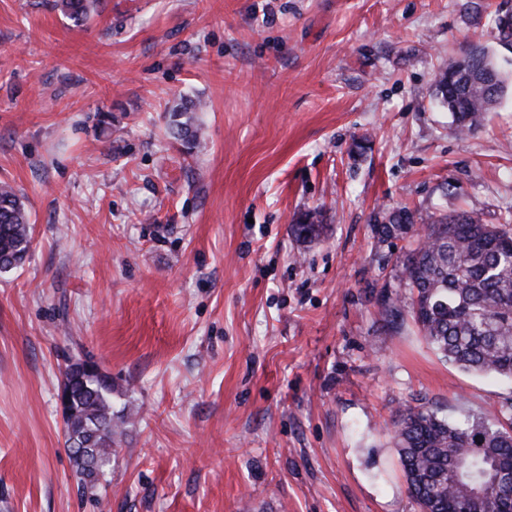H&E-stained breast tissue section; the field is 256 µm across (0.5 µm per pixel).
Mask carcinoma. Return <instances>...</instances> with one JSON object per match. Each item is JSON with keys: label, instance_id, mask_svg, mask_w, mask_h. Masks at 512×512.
<instances>
[{"label": "carcinoma", "instance_id": "obj_1", "mask_svg": "<svg viewBox=\"0 0 512 512\" xmlns=\"http://www.w3.org/2000/svg\"><path fill=\"white\" fill-rule=\"evenodd\" d=\"M77 21L97 13L99 0H59ZM508 80L480 45L438 74L435 92L454 117V131L469 135L506 94ZM172 108L171 133L192 150L199 128ZM426 233L401 261L410 297L408 312L432 348L463 371L512 379V215L485 224L479 215L426 216ZM378 240L412 231L416 213L384 208L374 220ZM296 235L315 239L323 225L310 219L293 225ZM31 246L29 213L18 191L0 183V273L22 264ZM89 359L64 370L65 449L79 490L96 488L111 466L118 431L112 412V380L81 372ZM393 440L407 488L421 512H512V429L476 420L450 422L423 402L407 404Z\"/></svg>", "mask_w": 512, "mask_h": 512}]
</instances>
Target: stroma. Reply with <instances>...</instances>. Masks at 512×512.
Wrapping results in <instances>:
<instances>
[{"label": "stroma", "instance_id": "stroma-1", "mask_svg": "<svg viewBox=\"0 0 512 512\" xmlns=\"http://www.w3.org/2000/svg\"><path fill=\"white\" fill-rule=\"evenodd\" d=\"M56 2L0 0V182L32 233L0 273V512H419L399 409L503 423L512 381L382 315L424 226L381 244L372 218L512 208V93L467 136L434 94L476 41L512 76L485 33L512 0ZM78 354L133 411L88 493L58 400ZM62 9L77 21H85L97 13L98 0H59ZM197 108V104H192L191 106L181 104L171 110V112H173L171 114V133L175 138L183 141L184 146L188 150H192L197 147L199 143V128L198 126H193L190 121L191 118H188L185 121H181L177 118L183 116L185 114L183 112H197Z\"/></svg>", "mask_w": 512, "mask_h": 512}]
</instances>
